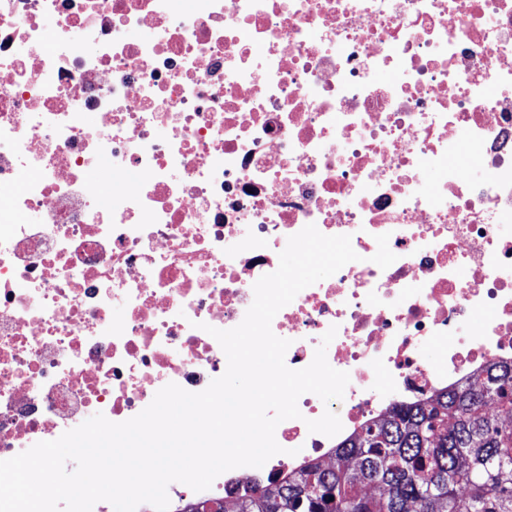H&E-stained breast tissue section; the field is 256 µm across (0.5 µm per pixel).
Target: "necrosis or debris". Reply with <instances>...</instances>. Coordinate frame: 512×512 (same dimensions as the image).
Segmentation results:
<instances>
[{"mask_svg":"<svg viewBox=\"0 0 512 512\" xmlns=\"http://www.w3.org/2000/svg\"><path fill=\"white\" fill-rule=\"evenodd\" d=\"M309 224L359 259L272 330L298 370L336 328L344 397L302 395L283 454L172 483L171 506L512 363V0H0V460L204 390L227 369L210 328L241 323ZM327 410L341 431L309 432Z\"/></svg>","mask_w":512,"mask_h":512,"instance_id":"obj_1","label":"necrosis or debris"}]
</instances>
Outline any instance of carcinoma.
<instances>
[{
    "label": "carcinoma",
    "mask_w": 512,
    "mask_h": 512,
    "mask_svg": "<svg viewBox=\"0 0 512 512\" xmlns=\"http://www.w3.org/2000/svg\"><path fill=\"white\" fill-rule=\"evenodd\" d=\"M508 421L512 364L492 362L472 384L394 405L336 448V467L313 460L224 512H512Z\"/></svg>",
    "instance_id": "1"
}]
</instances>
